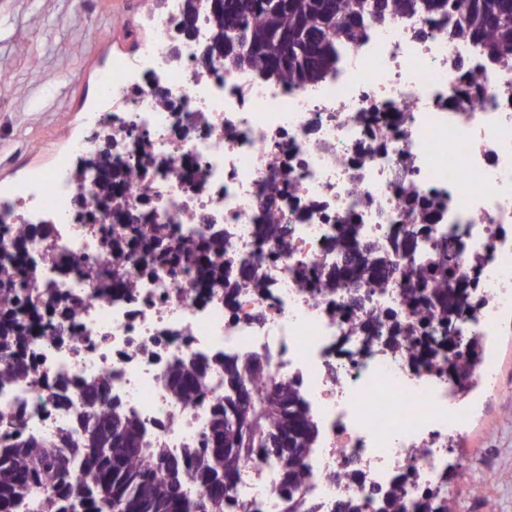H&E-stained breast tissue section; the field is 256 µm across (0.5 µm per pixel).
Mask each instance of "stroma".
Wrapping results in <instances>:
<instances>
[{"mask_svg":"<svg viewBox=\"0 0 512 512\" xmlns=\"http://www.w3.org/2000/svg\"><path fill=\"white\" fill-rule=\"evenodd\" d=\"M143 0H0V202L49 173L105 109L101 74L138 53ZM499 394L469 396L448 456L454 512H512V317L486 344Z\"/></svg>","mask_w":512,"mask_h":512,"instance_id":"stroma-1","label":"stroma"}]
</instances>
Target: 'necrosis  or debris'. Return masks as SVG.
<instances>
[{
  "label": "necrosis or debris",
  "instance_id": "1",
  "mask_svg": "<svg viewBox=\"0 0 512 512\" xmlns=\"http://www.w3.org/2000/svg\"><path fill=\"white\" fill-rule=\"evenodd\" d=\"M144 8L150 37L113 71L78 164L0 209L19 271L0 364L26 368L0 379V447L83 436L93 384L149 441L199 447L225 362L255 357L318 426L310 512H432L512 316V64L414 13L367 25L321 81H272L202 65L207 18L188 39L175 0ZM366 244L387 258L369 276ZM180 363L204 370L191 402L164 383ZM287 496L258 452L224 510Z\"/></svg>",
  "mask_w": 512,
  "mask_h": 512
}]
</instances>
